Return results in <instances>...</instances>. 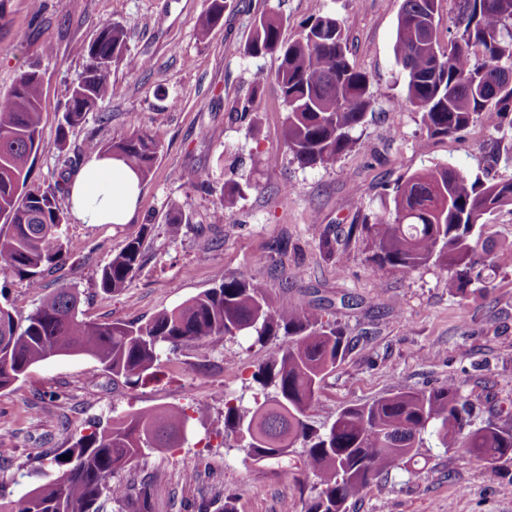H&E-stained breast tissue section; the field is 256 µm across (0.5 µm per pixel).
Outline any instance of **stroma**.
<instances>
[{
    "instance_id": "obj_1",
    "label": "stroma",
    "mask_w": 512,
    "mask_h": 512,
    "mask_svg": "<svg viewBox=\"0 0 512 512\" xmlns=\"http://www.w3.org/2000/svg\"><path fill=\"white\" fill-rule=\"evenodd\" d=\"M403 0H227L223 22L207 39L197 33L209 0H5L0 26V99L31 65L42 77L40 140L32 155L31 183L58 178L62 150L90 158L93 144L124 133L131 115L156 132L161 149L139 206L126 224L62 227L66 263L45 274L46 290L78 289L82 319L145 321L211 288L217 271L266 284L273 296L307 305L323 301L330 318L354 345L329 375L311 412L329 425L351 404H364L406 388L448 385L472 405L471 423L512 428V257L500 260L487 292L460 298L448 275L429 264L409 276L372 274L364 237L340 240L335 255L319 246L326 229H346L378 210L396 183L422 169L450 164L468 173L512 178V129L476 122L450 137L430 138L419 113L394 107L405 80L394 56ZM284 18L282 36L298 38L308 19L344 20L349 58L368 73L374 108L355 135L353 150L325 166L301 167L284 142V107L273 90L257 100L258 128L248 132L228 109L252 89L256 71L275 72L276 56L244 52L256 12L263 6ZM114 23L127 34L124 63L109 76L112 96L101 112L60 140L59 124L86 60L78 44ZM147 60L135 72L126 62ZM499 143L505 157L488 168L487 151ZM199 182L185 178L187 171ZM228 182L241 196L223 223L212 221ZM190 221L178 231L166 222L172 204ZM144 240L141 266L122 293L104 292L100 271L127 241ZM287 240L288 252L270 249ZM0 264V306L28 315L40 301ZM285 336L265 346L247 337L162 355L158 379L137 386L113 383L102 366L83 356H59L31 367L0 390V495L16 500L52 474L50 458L70 447L88 421L143 408L207 406L180 447L148 451L115 474L124 482L161 474L167 488L194 504L236 499L238 512H303L315 478H284L271 461H256L224 431V402L250 404L258 364L288 345ZM198 470L199 481L185 482ZM349 512H512V459L490 469L460 448L426 442L412 471L395 469L351 498Z\"/></svg>"
}]
</instances>
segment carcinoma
Returning a JSON list of instances; mask_svg holds the SVG:
<instances>
[{
	"instance_id": "cac0c4a2",
	"label": "carcinoma",
	"mask_w": 512,
	"mask_h": 512,
	"mask_svg": "<svg viewBox=\"0 0 512 512\" xmlns=\"http://www.w3.org/2000/svg\"><path fill=\"white\" fill-rule=\"evenodd\" d=\"M226 0H210L198 20L205 38L224 19ZM441 0H404L394 54L406 78V92L395 102L421 113L427 136H449L474 120L497 129L512 112V87L502 73L512 63V0H458L441 46ZM284 19L264 8L256 16L245 51L252 57L275 54L274 74H254L252 93L231 108L235 120L251 130L256 102L273 86L285 106L284 137L293 160L303 167L328 164L351 151L354 131L371 110L369 75L348 58L346 27L334 15L312 18L297 39L282 38ZM126 34L117 24L101 26L96 38L77 47L88 60L85 76L71 92L60 126L82 123L101 110L112 94L108 75L124 56ZM42 75L23 72L9 97L0 101V262L25 286L42 288L45 273L64 263L60 228L66 214L59 199L70 195L65 176L42 189L28 185L30 159L40 135ZM160 140L138 120L98 153L123 160L146 181L156 163ZM241 189L224 186L213 223H224ZM512 207V179L470 176L451 165H436L410 175L395 188L392 204L373 219L351 224L370 241L372 271L406 274L430 262L448 272V292L466 296L491 284L494 245L482 238L484 215ZM143 241H128L100 272L101 288L120 294L142 260ZM79 293L60 286L41 296L24 318L0 307V390L12 386L30 367L54 356H86L115 381L128 385L156 377L163 348L188 343L209 345L240 334L262 344L279 334L294 340L252 373V405L232 398L224 403V430L257 461H273L286 477L302 469L313 473L316 493L304 512H346L350 498L375 478L417 463L419 448L432 439L443 448H464L491 468L512 457V428L489 421L471 426V410L459 391L440 386L402 390L363 405L343 408L332 424L317 428L308 412L326 378L343 359L348 343L321 303L306 307L275 300L263 283L218 273L214 287L163 310L145 323H95L78 318ZM192 416L178 408L129 413L80 436L51 465L55 476L18 500L0 497V512H103L102 497L117 512H155L162 480L156 474L109 484L119 471L147 450L174 448L187 437ZM302 443L300 466L285 449Z\"/></svg>"
}]
</instances>
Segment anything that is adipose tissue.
Wrapping results in <instances>:
<instances>
[{"label":"adipose tissue","mask_w":512,"mask_h":512,"mask_svg":"<svg viewBox=\"0 0 512 512\" xmlns=\"http://www.w3.org/2000/svg\"><path fill=\"white\" fill-rule=\"evenodd\" d=\"M140 177L122 160L92 156L75 176L69 197L74 216L85 224H125L136 209Z\"/></svg>","instance_id":"adipose-tissue-1"}]
</instances>
